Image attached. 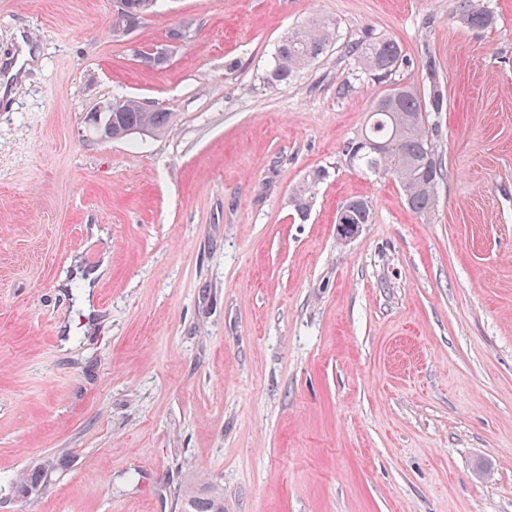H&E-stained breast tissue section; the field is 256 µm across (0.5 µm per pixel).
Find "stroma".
<instances>
[{
  "label": "stroma",
  "instance_id": "obj_1",
  "mask_svg": "<svg viewBox=\"0 0 512 512\" xmlns=\"http://www.w3.org/2000/svg\"><path fill=\"white\" fill-rule=\"evenodd\" d=\"M479 3L493 27L456 0H165L116 39L112 0H0V512L210 488L224 512H512V0ZM313 18L334 49L269 83ZM370 33L402 47L395 84L436 62L425 216L344 162L386 91L348 52ZM117 97L171 128L100 140ZM358 196L373 221L345 240ZM472 0L457 1V15L468 27L484 29L493 25L494 15L485 7H477ZM326 178L325 170H317L310 176L306 186L298 190L291 198V203L302 218H306L310 209L313 188ZM343 206L349 207L347 215L350 224L343 216L344 208H340L336 214V228L342 238L351 239L358 233L362 224L371 223L372 211L368 200L363 197L352 198L346 201ZM56 467L57 462L51 458L43 459L38 464L34 465L20 480L19 486L21 491L25 494L38 491L47 479L48 474L55 470Z\"/></svg>",
  "mask_w": 512,
  "mask_h": 512
}]
</instances>
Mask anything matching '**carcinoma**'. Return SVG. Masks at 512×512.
<instances>
[{"label": "carcinoma", "instance_id": "carcinoma-1", "mask_svg": "<svg viewBox=\"0 0 512 512\" xmlns=\"http://www.w3.org/2000/svg\"><path fill=\"white\" fill-rule=\"evenodd\" d=\"M163 0H113L116 18L112 22V37L119 38L117 24H139L158 12L153 3ZM457 15L467 26L484 29L493 25L494 15L473 0H457ZM335 24L312 19L294 28L278 44L268 79L286 83L299 72L317 62L335 43ZM349 53L371 79L382 82L390 78L403 62L400 44L389 37L368 36L350 46ZM444 107L443 93L437 85L423 89L417 84L398 85L377 98L371 107L364 129L348 142L345 151L353 152V168L375 176L387 169L395 170L397 182L407 207L416 214H427L435 206L437 189L444 178L442 158L429 127V113ZM172 114L159 108L145 107L136 99L126 100L112 113L107 137L121 140L135 134H160L171 125ZM372 144L397 146L392 153H381ZM326 178V171L317 170L306 186L298 190L291 203L305 218L310 209L313 188ZM347 215L352 224H369L372 211L367 199L356 197L346 201ZM57 462L46 458L30 468L19 482L21 491L29 494L39 490ZM184 512H224V494L206 496L190 494L184 502Z\"/></svg>", "mask_w": 512, "mask_h": 512}]
</instances>
